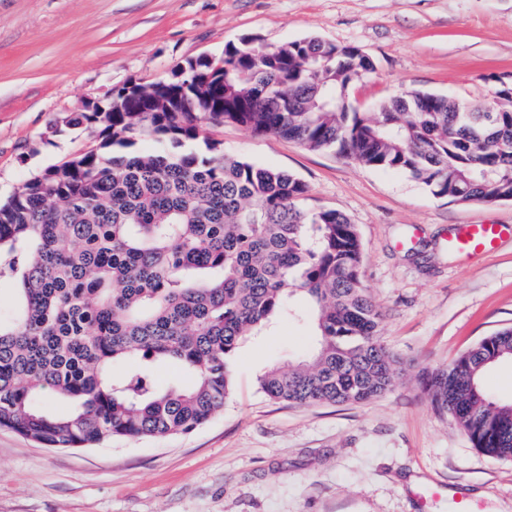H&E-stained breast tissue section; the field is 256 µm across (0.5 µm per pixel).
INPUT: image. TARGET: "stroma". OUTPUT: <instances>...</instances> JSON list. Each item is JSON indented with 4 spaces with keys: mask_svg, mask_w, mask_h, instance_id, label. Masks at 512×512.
Masks as SVG:
<instances>
[{
    "mask_svg": "<svg viewBox=\"0 0 512 512\" xmlns=\"http://www.w3.org/2000/svg\"><path fill=\"white\" fill-rule=\"evenodd\" d=\"M310 35L372 60L350 90L362 112L411 90L477 105L489 76H512V0H0V198L93 145V130L62 123L84 104L244 37ZM209 134L357 225L401 380L364 403L269 400L258 375L313 345L304 319H281L240 346L223 413L191 433L51 449L0 429V512H418L426 490L438 493L427 512H512V460L480 452L425 391L512 327V235L471 257L448 241L455 224L512 225V202L438 198L405 172L234 124Z\"/></svg>",
    "mask_w": 512,
    "mask_h": 512,
    "instance_id": "stroma-1",
    "label": "stroma"
}]
</instances>
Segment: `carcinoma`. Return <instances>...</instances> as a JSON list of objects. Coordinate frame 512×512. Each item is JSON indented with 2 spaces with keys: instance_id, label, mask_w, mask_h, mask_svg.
I'll return each mask as SVG.
<instances>
[{
  "instance_id": "1",
  "label": "carcinoma",
  "mask_w": 512,
  "mask_h": 512,
  "mask_svg": "<svg viewBox=\"0 0 512 512\" xmlns=\"http://www.w3.org/2000/svg\"><path fill=\"white\" fill-rule=\"evenodd\" d=\"M373 71L350 45L306 37L259 56L244 39L219 60L177 65L153 92L129 83L105 111L68 115L67 128L98 130L96 150L0 202V283L13 287L0 314V428L71 449L191 432L224 410L240 344L299 316L296 297L314 349L259 375L263 394L312 405L391 390L400 361L379 339L357 226L305 206L296 176L226 156L204 135L232 123L407 172L436 197L512 202V85L495 80L481 107L407 91L360 112L350 84ZM147 138L157 146L139 148ZM507 359L512 327L427 383L432 407L498 459H512V402L482 379ZM169 364L191 386L160 385L154 369ZM46 392L70 410L45 411Z\"/></svg>"
}]
</instances>
